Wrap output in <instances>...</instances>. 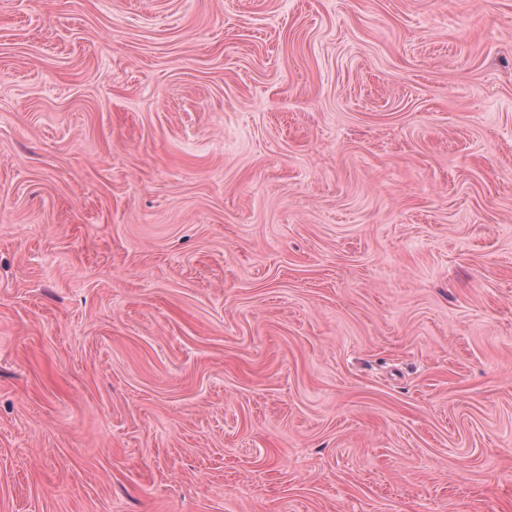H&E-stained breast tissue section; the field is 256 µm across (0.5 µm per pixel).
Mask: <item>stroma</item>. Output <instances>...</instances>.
<instances>
[{"mask_svg": "<svg viewBox=\"0 0 512 512\" xmlns=\"http://www.w3.org/2000/svg\"><path fill=\"white\" fill-rule=\"evenodd\" d=\"M0 512H512V0H0Z\"/></svg>", "mask_w": 512, "mask_h": 512, "instance_id": "35a3bbf8", "label": "stroma"}]
</instances>
